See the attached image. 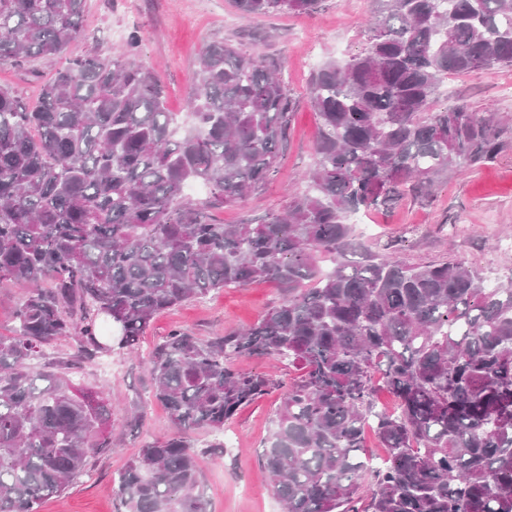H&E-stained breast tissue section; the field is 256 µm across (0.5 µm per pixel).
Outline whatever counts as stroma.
I'll list each match as a JSON object with an SVG mask.
<instances>
[{
	"mask_svg": "<svg viewBox=\"0 0 512 512\" xmlns=\"http://www.w3.org/2000/svg\"><path fill=\"white\" fill-rule=\"evenodd\" d=\"M374 0H323L313 14L278 13L244 19L233 0H87L82 39L66 52L23 62L0 64V85L13 87L25 102L37 103L43 83L67 60L88 50L110 55L129 34L141 37L137 61L162 82L167 107L186 109L197 59L205 44L222 40L259 53L280 68L294 102L287 145L276 175L262 189L214 211L221 224H240L282 210L291 195L307 188L302 179L315 163L319 120L307 89L312 73L331 58L359 53L363 23ZM468 102L482 112L494 108L512 118V66L453 75L446 80L435 108ZM354 236L370 248L392 243L407 263L451 256L465 260L490 285L512 280V146L462 174L444 176L432 203L412 198L353 218ZM281 299L269 282L227 288L190 300L160 314L138 343L137 354L122 352L81 360L75 338L63 337L47 347L44 364L67 369L83 388L106 390L112 412V435L118 447L94 461L93 473L60 498L45 501L41 512H116L113 481L148 441L173 432L167 409L153 396L148 358L154 345L174 329L196 336H219L256 322ZM280 403L272 393L243 408L224 426L225 452L215 460L204 449L211 435L198 430L190 441L199 451V468L210 512H284L257 455L269 434Z\"/></svg>",
	"mask_w": 512,
	"mask_h": 512,
	"instance_id": "1",
	"label": "stroma"
}]
</instances>
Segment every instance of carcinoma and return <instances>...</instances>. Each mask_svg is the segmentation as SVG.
Wrapping results in <instances>:
<instances>
[{
    "label": "carcinoma",
    "instance_id": "1",
    "mask_svg": "<svg viewBox=\"0 0 512 512\" xmlns=\"http://www.w3.org/2000/svg\"><path fill=\"white\" fill-rule=\"evenodd\" d=\"M322 0H234L246 17L312 14ZM86 0H0V64L59 55ZM139 36L68 60L26 105L0 86V287L22 282L0 338V512H40L112 449L105 390L33 361L60 337L104 351L108 318L132 353L155 317L223 288L272 282L258 322L200 339L172 330L149 359L173 434L119 475L118 512H209L188 435L215 432L278 391L261 465L285 512H512V280L489 287L458 258L409 265L354 239L349 217L492 160L512 122L432 108L452 74L512 66V0H376L363 50L316 71L309 190L256 223L208 209L277 172L293 106L277 69L224 41L201 51L190 128L134 61ZM209 187L204 203L185 186ZM363 253L364 261L348 256ZM275 357L283 382L236 368ZM396 408L376 404L375 371ZM371 427L384 458L361 456Z\"/></svg>",
    "mask_w": 512,
    "mask_h": 512
}]
</instances>
